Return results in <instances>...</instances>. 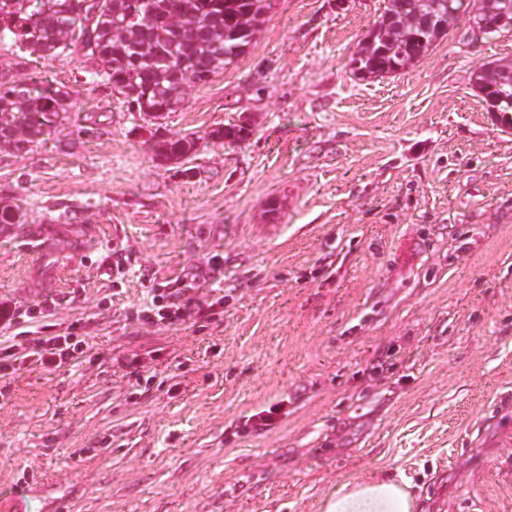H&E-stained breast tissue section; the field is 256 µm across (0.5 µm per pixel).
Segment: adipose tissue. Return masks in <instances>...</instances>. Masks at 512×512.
<instances>
[{
	"mask_svg": "<svg viewBox=\"0 0 512 512\" xmlns=\"http://www.w3.org/2000/svg\"><path fill=\"white\" fill-rule=\"evenodd\" d=\"M419 505L402 474L374 473L344 482L327 494L320 512H418Z\"/></svg>",
	"mask_w": 512,
	"mask_h": 512,
	"instance_id": "ef3b65f1",
	"label": "adipose tissue"
}]
</instances>
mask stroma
Wrapping results in <instances>:
<instances>
[{"label": "stroma", "instance_id": "1", "mask_svg": "<svg viewBox=\"0 0 512 512\" xmlns=\"http://www.w3.org/2000/svg\"><path fill=\"white\" fill-rule=\"evenodd\" d=\"M383 0H275L252 46L150 122L79 51L0 72L70 88L64 145L0 152V302L81 322L76 367L25 366L0 400V502L26 512H318L341 482L411 481L420 512H512V126L471 76L512 32L468 18L406 71L349 58ZM247 123L241 142L210 139ZM67 217L84 252L58 287L29 256ZM217 320L137 326L175 280ZM282 403L275 426L245 419ZM151 133V132H150ZM151 133V149L156 159L162 163L179 164L180 160L197 151V141L194 134L183 135L179 138H163Z\"/></svg>", "mask_w": 512, "mask_h": 512}]
</instances>
